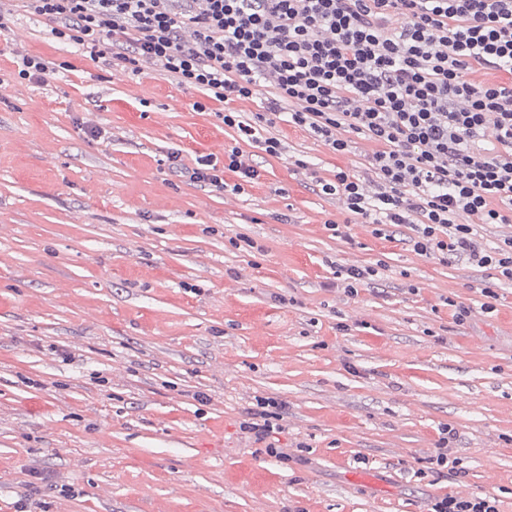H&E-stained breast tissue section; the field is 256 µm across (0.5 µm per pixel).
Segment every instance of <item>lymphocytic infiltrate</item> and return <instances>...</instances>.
Returning <instances> with one entry per match:
<instances>
[{
    "instance_id": "obj_1",
    "label": "lymphocytic infiltrate",
    "mask_w": 512,
    "mask_h": 512,
    "mask_svg": "<svg viewBox=\"0 0 512 512\" xmlns=\"http://www.w3.org/2000/svg\"><path fill=\"white\" fill-rule=\"evenodd\" d=\"M29 13L56 21V38L90 56L111 54L136 68L151 59L178 83L226 105L221 119L241 140L276 119L304 129L343 154L340 128L378 145L369 161L377 190L337 170L322 191L345 198L375 235L421 221L412 248L492 265L512 282V240L489 248L468 218L512 223V0H22ZM192 30L184 41L180 31ZM488 79L475 82V68ZM273 85L263 111L242 121L233 102ZM226 169L203 156L190 181L226 190L225 171L257 172L232 150ZM243 433L266 440L279 430L280 404L259 398Z\"/></svg>"
}]
</instances>
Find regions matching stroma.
<instances>
[{"label":"stroma","mask_w":512,"mask_h":512,"mask_svg":"<svg viewBox=\"0 0 512 512\" xmlns=\"http://www.w3.org/2000/svg\"><path fill=\"white\" fill-rule=\"evenodd\" d=\"M51 28L0 14V512H512V282L322 193L340 168L372 185L376 143L281 122L270 156L222 102ZM25 55L61 68L20 79ZM234 146L259 174L238 193L168 166ZM369 267L347 293L337 270ZM260 397L285 459L240 432ZM429 512H500L495 498L470 497L466 499L446 496L435 499Z\"/></svg>","instance_id":"obj_1"}]
</instances>
